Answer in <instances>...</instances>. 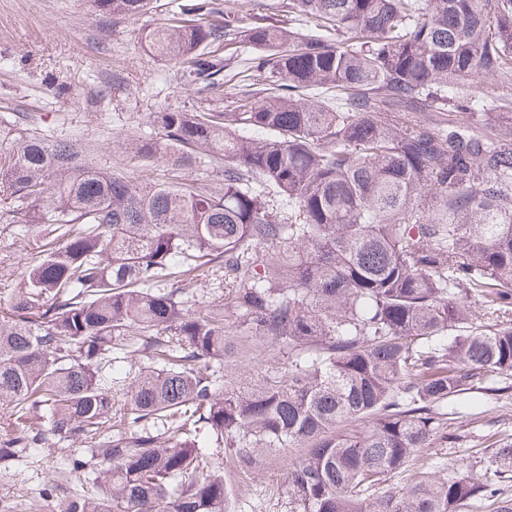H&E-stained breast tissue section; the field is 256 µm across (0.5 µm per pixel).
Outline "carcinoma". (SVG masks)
I'll list each match as a JSON object with an SVG mask.
<instances>
[{
    "instance_id": "1",
    "label": "carcinoma",
    "mask_w": 512,
    "mask_h": 512,
    "mask_svg": "<svg viewBox=\"0 0 512 512\" xmlns=\"http://www.w3.org/2000/svg\"><path fill=\"white\" fill-rule=\"evenodd\" d=\"M91 2L104 26L152 4ZM141 40L216 98L129 136L123 166L168 177L0 139V222L57 231L0 288V467L53 436L85 446L64 512H227L209 448L244 473L293 450L288 512H512L419 463L448 399L512 375V105L460 96L512 82V0H184ZM267 347L285 371L232 373ZM489 447L512 472V437Z\"/></svg>"
}]
</instances>
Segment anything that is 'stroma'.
Masks as SVG:
<instances>
[{"label": "stroma", "instance_id": "35a3bbf8", "mask_svg": "<svg viewBox=\"0 0 512 512\" xmlns=\"http://www.w3.org/2000/svg\"><path fill=\"white\" fill-rule=\"evenodd\" d=\"M153 14L101 26L88 0H0V127L11 128L25 112L44 134L90 140L102 167L115 166V143L130 132L155 135L154 113L192 111L208 105L209 94L180 81L173 65L149 59L141 31ZM121 89H113V79ZM51 225H37L26 239L0 223V283L19 287L24 260ZM459 437L423 449L440 476L462 472L478 478L493 472L491 442L512 435V376L490 375L454 405ZM59 443L30 449L16 469H0V512H59L56 499L41 498L54 476ZM288 467L270 463L246 476L229 512H286L276 490Z\"/></svg>", "mask_w": 512, "mask_h": 512}]
</instances>
